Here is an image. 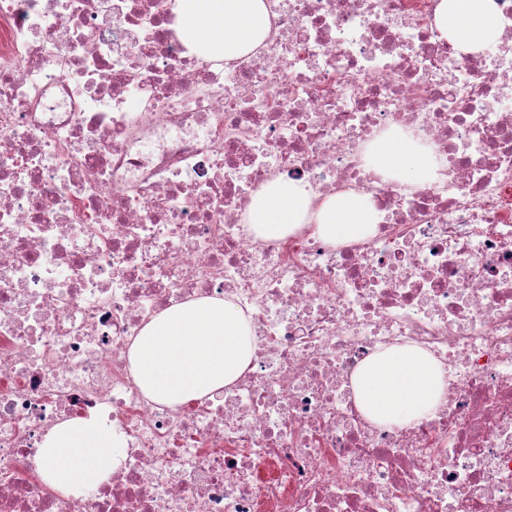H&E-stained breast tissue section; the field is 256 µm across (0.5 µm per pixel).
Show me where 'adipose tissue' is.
I'll use <instances>...</instances> for the list:
<instances>
[{
    "label": "adipose tissue",
    "mask_w": 512,
    "mask_h": 512,
    "mask_svg": "<svg viewBox=\"0 0 512 512\" xmlns=\"http://www.w3.org/2000/svg\"><path fill=\"white\" fill-rule=\"evenodd\" d=\"M183 39L209 53L234 59L267 37L270 18L263 0H180ZM437 27L465 50L492 41L498 21L487 0H441ZM378 166L406 181L432 175V160L403 139L387 142L375 157ZM379 220L373 203L342 192L313 205L301 182L277 179L253 198L247 221L260 237L280 238L312 222L325 241L365 238ZM253 356L245 314L215 298L173 306L152 320L135 340L130 360L138 381L154 400L178 404L218 392L234 383ZM444 388L431 358L412 349L396 350L366 362L353 379L355 397L368 418L402 425L430 411ZM122 448L93 418L56 425L40 450L47 483L67 494H81L109 478Z\"/></svg>",
    "instance_id": "ef3b65f1"
}]
</instances>
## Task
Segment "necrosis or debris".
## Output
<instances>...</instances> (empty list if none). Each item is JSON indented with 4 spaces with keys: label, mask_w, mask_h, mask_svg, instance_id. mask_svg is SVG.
Returning <instances> with one entry per match:
<instances>
[{
    "label": "necrosis or debris",
    "mask_w": 512,
    "mask_h": 512,
    "mask_svg": "<svg viewBox=\"0 0 512 512\" xmlns=\"http://www.w3.org/2000/svg\"><path fill=\"white\" fill-rule=\"evenodd\" d=\"M440 2L264 0L268 37L224 61L183 43L178 0H0V512H512V0L469 53ZM391 137L429 183L378 169ZM278 178L381 220L258 237ZM209 297L249 315L248 370L152 400L136 337ZM403 347L444 392L374 423L352 377ZM94 414L123 456L63 493L39 449Z\"/></svg>",
    "instance_id": "1"
}]
</instances>
